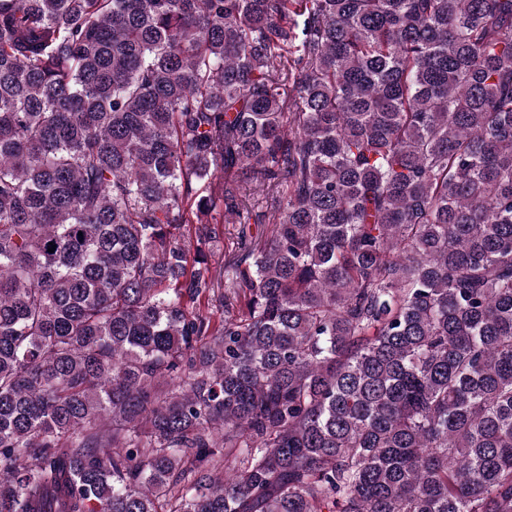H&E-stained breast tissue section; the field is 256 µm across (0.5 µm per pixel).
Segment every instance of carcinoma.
Here are the masks:
<instances>
[{"mask_svg":"<svg viewBox=\"0 0 512 512\" xmlns=\"http://www.w3.org/2000/svg\"><path fill=\"white\" fill-rule=\"evenodd\" d=\"M0 512H512V0H0Z\"/></svg>","mask_w":512,"mask_h":512,"instance_id":"cac0c4a2","label":"carcinoma"}]
</instances>
